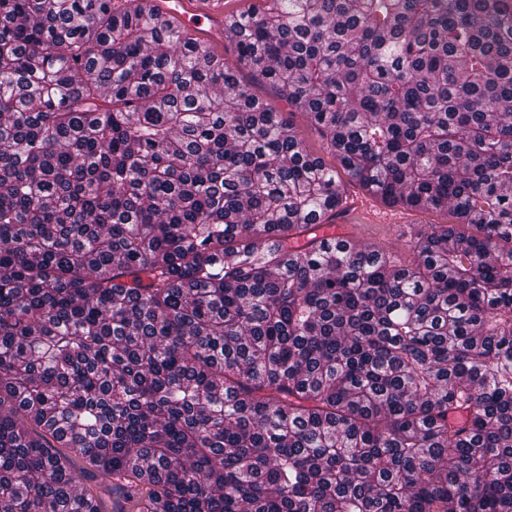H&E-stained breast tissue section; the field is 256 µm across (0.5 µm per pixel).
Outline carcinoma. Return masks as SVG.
I'll use <instances>...</instances> for the list:
<instances>
[{
	"label": "carcinoma",
	"instance_id": "carcinoma-1",
	"mask_svg": "<svg viewBox=\"0 0 512 512\" xmlns=\"http://www.w3.org/2000/svg\"><path fill=\"white\" fill-rule=\"evenodd\" d=\"M0 0V512H512V0ZM94 480L97 488L86 487ZM162 14L173 15L199 38L224 35V12L243 10L248 3L244 0H219L223 8L204 7L200 0H155ZM236 75L240 81L252 82L253 93L260 99H263L272 106L276 107L280 112H288L290 110L285 99L276 90L265 85L264 83L253 80L248 70L239 68L236 72ZM288 116L293 127L301 133L306 148L315 156L321 157L328 166L336 167L342 182L346 184L351 199L366 198L370 201L375 212H392L398 216V221L395 224H380L371 221L349 224L350 238L359 242H370L382 246L390 251L399 262L408 264L411 260V255L406 246L408 235L404 234L408 227L413 225L420 226L422 224L453 223V217L449 210L448 214L445 211L435 210H391L380 205L373 198L363 195V192L358 187L349 182L334 156L328 154L322 148L321 139L317 131L311 126L307 114L293 111Z\"/></svg>",
	"mask_w": 512,
	"mask_h": 512
}]
</instances>
